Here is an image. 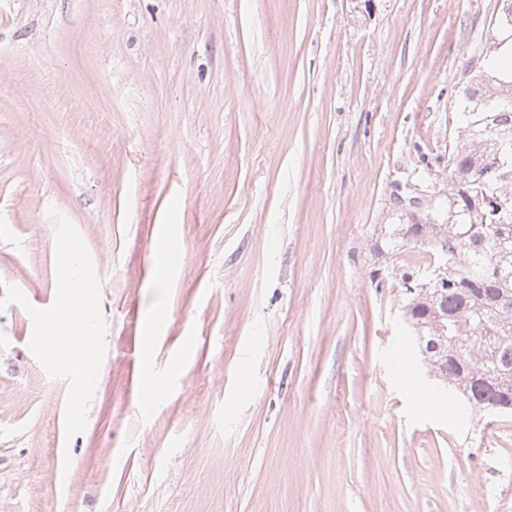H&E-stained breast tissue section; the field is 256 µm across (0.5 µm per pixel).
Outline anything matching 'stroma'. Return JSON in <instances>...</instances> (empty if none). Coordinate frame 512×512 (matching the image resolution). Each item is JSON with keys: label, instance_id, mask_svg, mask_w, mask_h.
<instances>
[{"label": "stroma", "instance_id": "stroma-1", "mask_svg": "<svg viewBox=\"0 0 512 512\" xmlns=\"http://www.w3.org/2000/svg\"><path fill=\"white\" fill-rule=\"evenodd\" d=\"M499 8L0 0V298L53 303V207L108 325L68 441L0 313V512H512V416L449 411L405 324L438 253L382 254L446 208Z\"/></svg>", "mask_w": 512, "mask_h": 512}]
</instances>
